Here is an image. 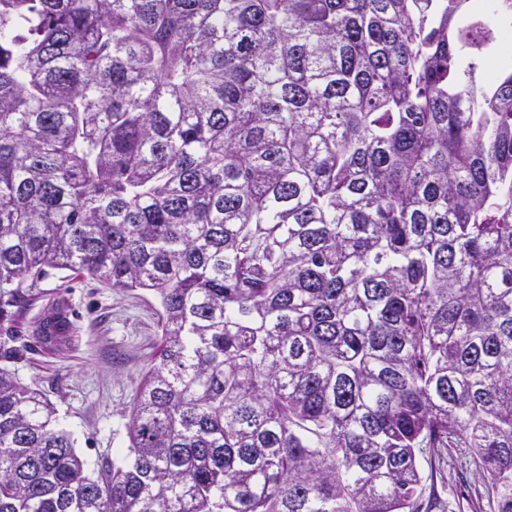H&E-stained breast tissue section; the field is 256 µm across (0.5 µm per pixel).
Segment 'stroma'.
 I'll list each match as a JSON object with an SVG mask.
<instances>
[{
	"label": "stroma",
	"mask_w": 512,
	"mask_h": 512,
	"mask_svg": "<svg viewBox=\"0 0 512 512\" xmlns=\"http://www.w3.org/2000/svg\"><path fill=\"white\" fill-rule=\"evenodd\" d=\"M67 321L65 339H40L54 315ZM18 355L8 368L38 390L71 432L77 454L95 467L128 445L126 414L161 340L160 306L150 291L118 290L67 270H48L27 292L15 326ZM427 507L436 512H490L487 490L469 453L452 448L448 463L420 456Z\"/></svg>",
	"instance_id": "35a3bbf8"
}]
</instances>
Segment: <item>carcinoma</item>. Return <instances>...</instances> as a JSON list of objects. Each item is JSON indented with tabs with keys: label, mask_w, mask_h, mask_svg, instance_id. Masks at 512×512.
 I'll list each match as a JSON object with an SVG mask.
<instances>
[{
	"label": "carcinoma",
	"mask_w": 512,
	"mask_h": 512,
	"mask_svg": "<svg viewBox=\"0 0 512 512\" xmlns=\"http://www.w3.org/2000/svg\"><path fill=\"white\" fill-rule=\"evenodd\" d=\"M508 25L0 0V359L49 268L162 308L121 461L0 367V512H417L448 448L512 512V65L477 78Z\"/></svg>",
	"instance_id": "carcinoma-1"
}]
</instances>
